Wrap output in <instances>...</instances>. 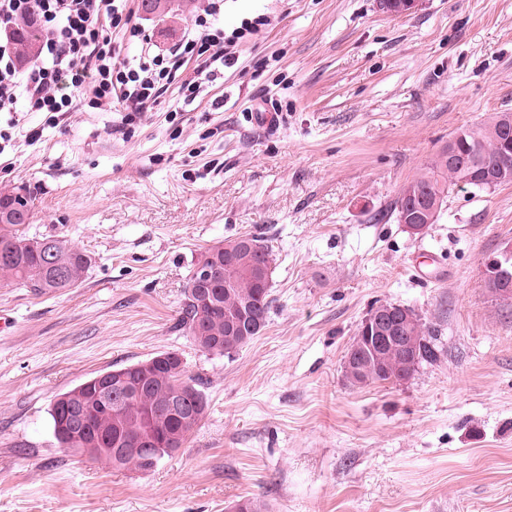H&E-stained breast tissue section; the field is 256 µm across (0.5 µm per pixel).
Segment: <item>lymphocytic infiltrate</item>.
<instances>
[{"label": "lymphocytic infiltrate", "mask_w": 512, "mask_h": 512, "mask_svg": "<svg viewBox=\"0 0 512 512\" xmlns=\"http://www.w3.org/2000/svg\"><path fill=\"white\" fill-rule=\"evenodd\" d=\"M223 12L224 0H201L178 42L160 51L152 34L132 21L127 0H0V33L12 36L23 21L37 23L42 33L36 58L26 66L0 44V113L70 112L84 96L95 109L108 112L118 103L140 113L176 82L184 104H191L204 79L269 23L259 14L227 31L219 24ZM114 30L120 42H113ZM191 60L197 75L182 80Z\"/></svg>", "instance_id": "f902f5d3"}]
</instances>
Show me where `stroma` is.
<instances>
[{"mask_svg":"<svg viewBox=\"0 0 512 512\" xmlns=\"http://www.w3.org/2000/svg\"><path fill=\"white\" fill-rule=\"evenodd\" d=\"M133 20L169 48L192 13ZM267 15L183 112L18 113L0 191L25 187L27 231L85 250L75 288L0 283V512H512V299L485 286L512 240V184L454 189L414 235L401 188L458 131L512 112V0H224L225 29ZM286 117L277 131L258 109ZM245 233L276 255L259 336L229 354L179 326L197 258ZM411 308L438 358L352 385L367 313ZM178 354L208 402L152 470L63 448L49 409L102 370Z\"/></svg>","mask_w":512,"mask_h":512,"instance_id":"obj_1","label":"stroma"}]
</instances>
